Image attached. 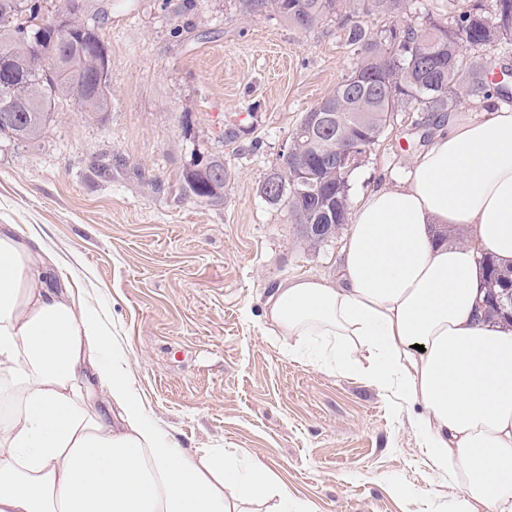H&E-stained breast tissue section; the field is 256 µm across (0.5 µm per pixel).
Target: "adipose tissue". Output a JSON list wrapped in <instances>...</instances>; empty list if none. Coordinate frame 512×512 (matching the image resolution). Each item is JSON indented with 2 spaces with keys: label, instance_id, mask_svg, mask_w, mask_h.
Instances as JSON below:
<instances>
[{
  "label": "adipose tissue",
  "instance_id": "obj_1",
  "mask_svg": "<svg viewBox=\"0 0 512 512\" xmlns=\"http://www.w3.org/2000/svg\"><path fill=\"white\" fill-rule=\"evenodd\" d=\"M481 110L352 210L345 285L286 281L264 319L290 357L422 405L427 451L463 489L456 512H512V327L474 313L480 252L512 266V107ZM437 226L466 242L435 245ZM48 273L1 224L0 512H292L266 465L184 454L131 390L107 319Z\"/></svg>",
  "mask_w": 512,
  "mask_h": 512
}]
</instances>
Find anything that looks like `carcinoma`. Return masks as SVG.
<instances>
[{"label": "carcinoma", "mask_w": 512, "mask_h": 512, "mask_svg": "<svg viewBox=\"0 0 512 512\" xmlns=\"http://www.w3.org/2000/svg\"><path fill=\"white\" fill-rule=\"evenodd\" d=\"M87 0H64L71 33L63 41L50 28L25 27L20 17L35 15L52 0H0V84L15 89L10 111H0V139L36 143L55 121L59 103H70L86 118L101 121L109 112L112 89L93 83L95 64L108 53L94 25L85 19ZM245 16L278 15L302 31H311L328 18L337 20L343 39L356 55L355 65L331 94L311 108L329 110L323 132L296 127L290 137L299 163L285 161L276 174L278 194L267 199L286 209L291 223L300 225L304 245L315 249L324 241L305 232L308 224H334L341 231L349 223L352 172L337 171L328 159L344 144L370 154L399 112H424L442 120L465 99L485 97L490 88L509 96V88L495 79L494 60L483 54L487 44H512V0H448L439 20L419 26L402 23L407 0H236ZM371 18L389 25L377 29ZM55 54L52 72L38 63L34 44ZM222 172L218 189L211 175ZM232 171L210 155L184 168L179 176L183 195L212 204L224 201ZM488 276L484 300L488 313L512 324L495 299L512 284V267H499L489 253L481 255Z\"/></svg>", "instance_id": "1"}]
</instances>
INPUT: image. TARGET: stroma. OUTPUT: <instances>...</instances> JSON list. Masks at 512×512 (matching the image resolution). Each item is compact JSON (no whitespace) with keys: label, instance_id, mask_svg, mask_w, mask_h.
Returning <instances> with one entry per match:
<instances>
[{"label":"stroma","instance_id":"stroma-1","mask_svg":"<svg viewBox=\"0 0 512 512\" xmlns=\"http://www.w3.org/2000/svg\"><path fill=\"white\" fill-rule=\"evenodd\" d=\"M110 53L104 121L59 105L40 142L0 140V224L36 236L52 282L105 313L148 414L189 454L267 465L295 512H456L422 447L421 404L292 360L268 336L278 283L343 282L342 239L303 245L258 187L283 143L353 66L335 21L304 32L236 0H90ZM249 135L226 143V125ZM398 113L351 180L394 184L425 150ZM223 157L222 205L181 194L192 151Z\"/></svg>","mask_w":512,"mask_h":512}]
</instances>
